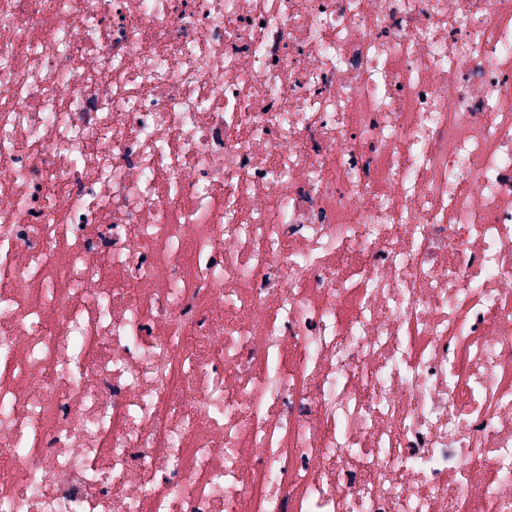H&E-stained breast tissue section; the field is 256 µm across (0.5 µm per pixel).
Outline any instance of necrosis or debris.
<instances>
[{"label": "necrosis or debris", "instance_id": "necrosis-or-debris-1", "mask_svg": "<svg viewBox=\"0 0 512 512\" xmlns=\"http://www.w3.org/2000/svg\"><path fill=\"white\" fill-rule=\"evenodd\" d=\"M0 512H512V0H0Z\"/></svg>", "mask_w": 512, "mask_h": 512}]
</instances>
